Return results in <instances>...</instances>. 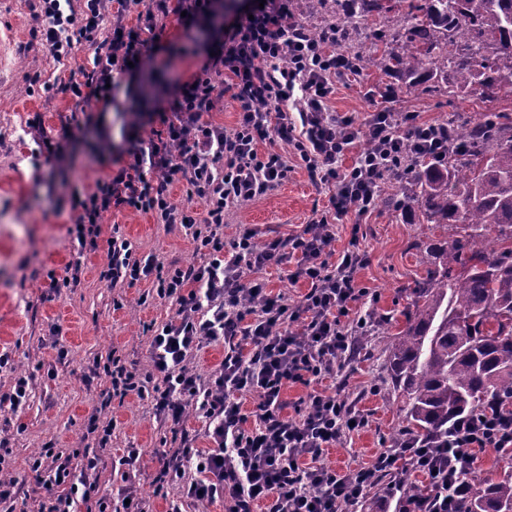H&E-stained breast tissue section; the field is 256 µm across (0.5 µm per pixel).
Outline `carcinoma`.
<instances>
[{
    "label": "carcinoma",
    "mask_w": 512,
    "mask_h": 512,
    "mask_svg": "<svg viewBox=\"0 0 512 512\" xmlns=\"http://www.w3.org/2000/svg\"><path fill=\"white\" fill-rule=\"evenodd\" d=\"M346 21L403 27L379 33L388 69L418 83L445 74L448 94H512V0H350ZM362 70L374 59L346 37ZM443 131L439 155L405 147L414 170L407 186L381 194L393 211L420 208L423 223L446 224L451 236L418 245L426 275L415 282L405 323L390 337V381L403 397L402 437L438 438L458 418L491 410L512 414V121L457 123ZM403 497L429 488L409 473ZM460 512H512V473L482 479Z\"/></svg>",
    "instance_id": "carcinoma-1"
}]
</instances>
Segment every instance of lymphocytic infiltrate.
Instances as JSON below:
<instances>
[{
	"label": "lymphocytic infiltrate",
	"instance_id": "f902f5d3",
	"mask_svg": "<svg viewBox=\"0 0 512 512\" xmlns=\"http://www.w3.org/2000/svg\"><path fill=\"white\" fill-rule=\"evenodd\" d=\"M42 2L40 32L57 58L87 44L95 48L85 82L70 87L82 106L111 105L115 74L142 70L168 21L188 33L213 9V0H87L78 17L72 0ZM295 9L296 0H252L177 88L150 140L132 138L125 166L93 191L73 196L72 258L65 270L78 275L102 214L119 207L190 230L206 256L200 265L167 268L152 257L136 258L125 239L112 238L108 247V280H152L158 297L175 307L151 334L152 371L162 388L148 392L143 380L119 366L112 372L113 391L122 397L152 395L156 415L165 422H183L190 411L205 420L209 450L177 449L157 476L160 486L176 476L184 480L170 512H182L186 501L217 497L227 512H340L341 506L358 504L380 475L408 471L423 475L432 493L405 500L401 512H457L474 489L477 450H512V418H462L447 442L387 448L364 467L341 472L321 462L327 448L367 423L339 395L317 389L335 378L338 360L353 357L354 334L368 325L356 307L363 295L356 273L366 257L349 250L332 256L336 233L329 217L370 214L384 176L399 172L405 145L434 146L440 127L382 109L360 131L349 116L332 111L337 82L357 70L336 53L335 30L311 35L296 22ZM105 18L110 26L104 31ZM225 91L239 105L231 129L209 119ZM360 136L368 147L357 152L353 145ZM275 138L284 151H259V142ZM350 150L355 157L346 167L342 158ZM292 156L305 163L316 187L333 188L332 214H314L299 233L261 244L246 228L225 246L218 234L225 213L272 191L290 172ZM175 183L204 199L205 211L174 205L168 188ZM270 265L288 266L291 280L308 284L301 300L291 303L267 291L258 273ZM250 297L257 306L247 305ZM219 343L223 361L201 376L193 358ZM294 384L309 392L291 406L283 393ZM246 396L253 402L249 413L243 410ZM189 467L197 471L191 480L185 477ZM48 484L51 494L40 512H70L98 490L59 457Z\"/></svg>",
	"mask_w": 512,
	"mask_h": 512
}]
</instances>
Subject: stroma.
<instances>
[{
    "label": "stroma",
    "mask_w": 512,
    "mask_h": 512,
    "mask_svg": "<svg viewBox=\"0 0 512 512\" xmlns=\"http://www.w3.org/2000/svg\"><path fill=\"white\" fill-rule=\"evenodd\" d=\"M38 9V0H0V356L6 359L0 366V394L13 391L19 377L29 380L24 405L0 404V478L13 493L0 499V512L22 504L40 506L48 466L57 453L86 470L103 493H118L128 472L121 458L129 448L142 451L135 483L144 512H168L180 484L169 483L162 495L155 486L167 454L187 437L201 450L209 444L204 422L195 414L177 426L163 424L150 399H113V359L137 376L150 372L148 329L167 321L174 308L156 295L151 281L112 285L104 276L108 242L115 236L127 239L137 255L156 256L167 266L198 265L203 255L184 228L168 227L149 213L113 209L101 218L78 282L55 288L50 277L63 275L71 258L72 192H90L124 166L131 126H138L142 139L151 137V112L197 71L209 35L201 33L193 42L176 22H168L143 71L120 77L112 107L93 106L78 118L68 87L82 81L93 50L84 47L56 61L35 32ZM331 107L347 113L362 130L372 113L384 108L423 121L442 122L453 115L464 121L489 114L512 117V96L484 101L472 92H431L409 85L379 61L339 85ZM33 125L55 139H68L64 163L46 160L29 131ZM105 138L112 142L107 154L100 151ZM329 208L328 194L316 190L304 162L296 160L287 179L267 196L231 209L219 234L232 242L247 224L259 240L284 237L306 224L314 210ZM335 225L333 254L357 248L368 253L357 274L366 290L359 307L373 318L357 354L324 384L369 417L368 426L327 452L326 462L344 470L369 464L401 434L402 396L389 386L383 329L403 324L410 290L424 274L415 244L436 231L416 223L414 216L380 206L361 218L336 217ZM106 425L112 435L104 441L98 430ZM91 457L97 467L90 471L86 463ZM37 459L43 462L38 469L33 466Z\"/></svg>",
    "instance_id": "obj_1"
}]
</instances>
